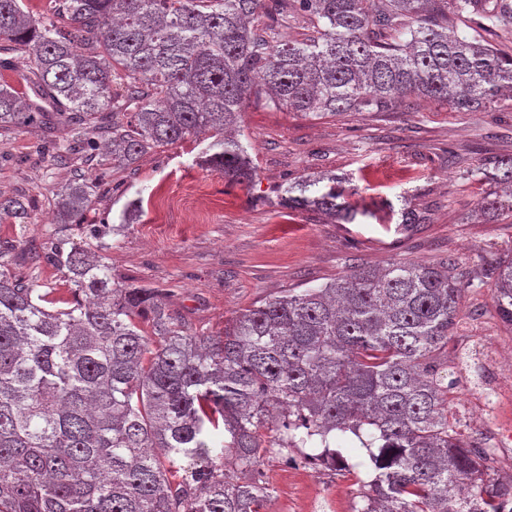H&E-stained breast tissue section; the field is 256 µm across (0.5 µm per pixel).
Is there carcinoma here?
<instances>
[{
  "mask_svg": "<svg viewBox=\"0 0 512 512\" xmlns=\"http://www.w3.org/2000/svg\"><path fill=\"white\" fill-rule=\"evenodd\" d=\"M23 4L0 0V68L22 64L35 99L0 83V130L62 128L54 162L101 139L131 166L210 131L202 164L248 184L233 131L262 92L312 116L411 96L479 112L512 92V54L438 22L476 0H297L322 24L306 41L280 32L288 0H54L39 17ZM478 172L508 188L481 209L512 213V157ZM321 182H295L280 203L353 222L355 188ZM57 197V223H81L87 181ZM3 215L26 224L29 203L0 199ZM50 250L62 288L0 262V512H264L263 459L334 454L351 437L375 472L361 512H503L512 501V477L487 475L448 424L437 362L465 287L452 261L354 266L209 332L171 311L163 289L112 278L103 254L66 240ZM484 278L512 324V255Z\"/></svg>",
  "mask_w": 512,
  "mask_h": 512,
  "instance_id": "obj_1",
  "label": "carcinoma"
}]
</instances>
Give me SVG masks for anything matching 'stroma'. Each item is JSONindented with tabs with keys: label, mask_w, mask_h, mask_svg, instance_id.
<instances>
[{
	"label": "stroma",
	"mask_w": 512,
	"mask_h": 512,
	"mask_svg": "<svg viewBox=\"0 0 512 512\" xmlns=\"http://www.w3.org/2000/svg\"><path fill=\"white\" fill-rule=\"evenodd\" d=\"M238 138L255 170L247 186L201 168L206 143L199 139L154 149L126 168L100 149L56 165L40 131L0 135V193L26 195L32 207L30 223H0V239L19 241L25 252L55 238L92 251L108 242L115 280L167 289L170 309L206 331L259 299L319 286L357 264L451 258L466 288L443 362L448 419L468 442L511 429L512 388H498L491 420L475 419L467 405L470 390L496 379L490 356L468 373L459 357L474 347L512 349V325L501 320L493 288L481 279L483 262L512 253V216L480 215L478 203L494 186L477 172L487 156L512 155V98L458 112L413 97L398 109L318 118L277 108L263 95L243 112ZM77 174L93 181L92 204L82 223L63 228L53 222L56 191ZM330 175L349 179L356 188L350 204L369 217L339 224L318 211L280 206L287 184ZM192 184L205 192L195 215L172 205ZM137 198L138 217L130 207ZM405 207L423 224L403 229ZM347 462L344 469H299L278 456L264 459L259 472L273 490L267 512H355L357 481L374 473L357 456Z\"/></svg>",
	"instance_id": "1"
}]
</instances>
